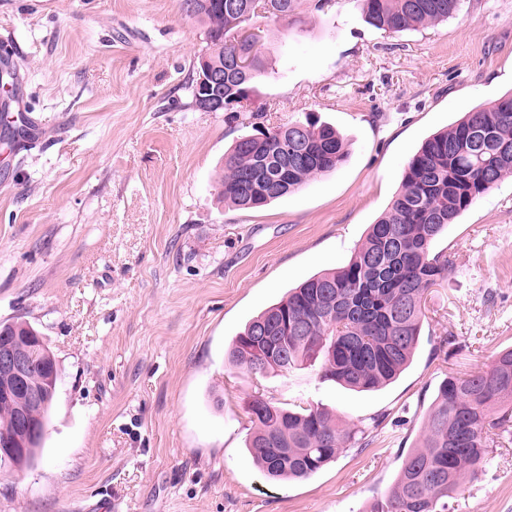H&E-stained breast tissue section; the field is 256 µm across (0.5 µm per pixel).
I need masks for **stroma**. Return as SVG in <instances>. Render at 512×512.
<instances>
[{"mask_svg":"<svg viewBox=\"0 0 512 512\" xmlns=\"http://www.w3.org/2000/svg\"><path fill=\"white\" fill-rule=\"evenodd\" d=\"M252 26L265 72L247 106L202 112L193 65L210 42L178 0H0V323H30L58 369L41 448L0 470V512H369L445 377L512 347L509 177L435 241L454 266L394 383L358 393L315 365L227 363L252 317L348 262L423 140L512 91V0H461L395 34L358 0ZM19 111L36 121L23 142L6 121ZM306 119L345 136L335 171L264 207L219 200L237 138ZM260 396L322 406L362 439L309 479L268 481L246 448ZM448 512H512V433Z\"/></svg>","mask_w":512,"mask_h":512,"instance_id":"obj_1","label":"stroma"}]
</instances>
